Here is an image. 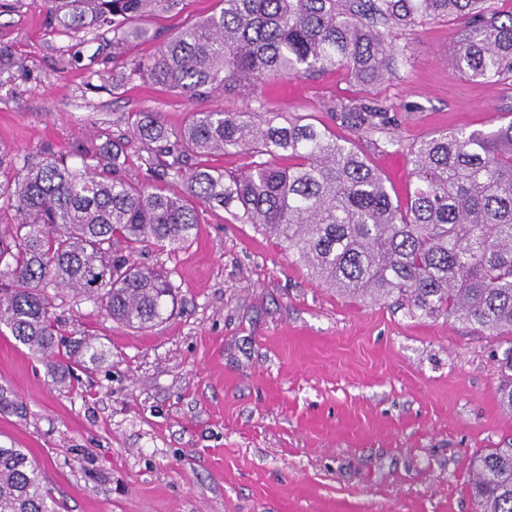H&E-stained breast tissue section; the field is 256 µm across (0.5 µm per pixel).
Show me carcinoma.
I'll return each mask as SVG.
<instances>
[{"label":"carcinoma","instance_id":"obj_1","mask_svg":"<svg viewBox=\"0 0 512 512\" xmlns=\"http://www.w3.org/2000/svg\"><path fill=\"white\" fill-rule=\"evenodd\" d=\"M181 0H48L49 26L76 38L112 29L118 54L147 36L134 18ZM219 9L184 27L148 59L128 56L116 76L145 79L193 100L220 89L257 95L277 78L344 68L363 85L395 70L401 31L453 16L461 24L454 68L496 82L512 74V12L489 0H218ZM22 68L0 43V76ZM131 129L162 176L182 193L123 176L122 150L107 142L80 150V162L51 154L32 167L0 147V325L59 380L71 360L96 365L91 338L65 339L51 292L101 304L112 319L145 330L163 322L175 286L170 273L134 260L144 246H183L199 209L222 208L280 242L320 282L350 299H389L411 318L443 317L506 338L497 359L502 406L512 412V121L489 131L452 130L409 150L414 189L392 197L354 139L389 130L375 102L340 104L335 120L354 138L275 112H192L167 127L158 112H136ZM235 149L247 167L233 174L194 165ZM285 161L276 165L271 159ZM122 245V253L114 250ZM24 412L0 385V415ZM476 512H512V443L470 460ZM0 512H55L39 467L20 448L0 445Z\"/></svg>","mask_w":512,"mask_h":512}]
</instances>
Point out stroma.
Segmentation results:
<instances>
[{"mask_svg": "<svg viewBox=\"0 0 512 512\" xmlns=\"http://www.w3.org/2000/svg\"><path fill=\"white\" fill-rule=\"evenodd\" d=\"M217 0H183L137 19L148 57ZM460 24L430 21L398 35L404 59L363 88L342 68L273 82L262 101L219 90L186 101L137 79L112 84V34L50 31L46 0H0V42L22 71L0 77V145L39 162L86 143L120 142L124 174L153 181L130 134L135 112L179 129L190 112L281 113L349 132L340 103L387 106L401 149L359 148L393 196L412 186L407 150L440 131L487 130L512 113V77L458 73ZM190 245L142 248L169 272L178 304L145 332L92 303L56 299L64 332L92 336L106 358L53 383L45 364L0 334V383L24 418L0 415V444L44 469L56 512H475L471 456L512 438L499 405L500 338L461 321L413 319L393 300H351L319 285L279 242L222 209H203Z\"/></svg>", "mask_w": 512, "mask_h": 512, "instance_id": "obj_1", "label": "stroma"}]
</instances>
